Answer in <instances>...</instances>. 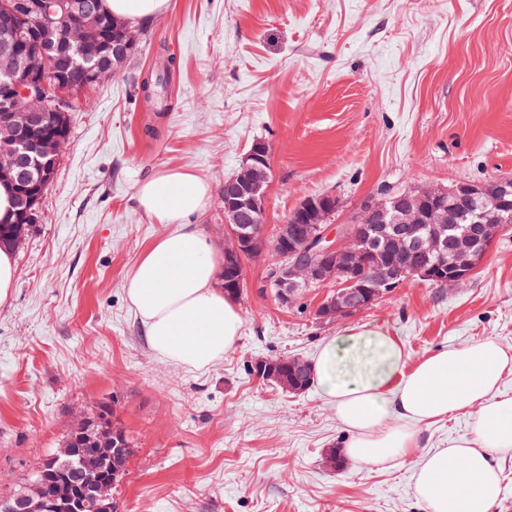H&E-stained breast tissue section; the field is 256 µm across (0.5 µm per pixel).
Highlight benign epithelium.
Here are the masks:
<instances>
[{
	"instance_id": "obj_1",
	"label": "benign epithelium",
	"mask_w": 512,
	"mask_h": 512,
	"mask_svg": "<svg viewBox=\"0 0 512 512\" xmlns=\"http://www.w3.org/2000/svg\"><path fill=\"white\" fill-rule=\"evenodd\" d=\"M0 183L20 199L12 223L33 221L45 187L53 180L56 162L68 144L61 130L75 92L117 74L101 64L82 69L78 82L62 75L64 59L54 52L74 44L101 41L105 15L89 0H30L19 6L0 0ZM42 129L35 138L33 131ZM270 162L257 142L239 170L224 181V212L237 217L225 226L238 243L226 256L268 251L273 244L287 250L288 260L269 277L280 288L336 281L341 288L322 304V319H334L356 302L370 305L404 280L433 279L441 287H457L485 259L499 238L503 213L512 205V181L499 182L486 195L481 184L459 182L448 187L423 186L397 194L369 196L350 227L331 235L325 221L336 200L326 196L302 200L273 235L242 220L264 217ZM465 194L479 200L477 221L448 235L455 199ZM126 449L112 447L98 421H91L80 441L63 440L44 462L34 494L19 493L0 501V512H112L110 483L122 474L116 462ZM80 470L87 480L76 486L69 475Z\"/></svg>"
}]
</instances>
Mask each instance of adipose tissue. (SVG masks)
I'll list each match as a JSON object with an SVG mask.
<instances>
[{"label":"adipose tissue","instance_id":"obj_1","mask_svg":"<svg viewBox=\"0 0 512 512\" xmlns=\"http://www.w3.org/2000/svg\"><path fill=\"white\" fill-rule=\"evenodd\" d=\"M211 186L191 172L167 169L137 190L141 211L170 232L135 264L129 308L161 360L202 371L223 359L242 333L236 303L218 283L221 261L191 224ZM321 397L350 434L345 453L362 465H390L415 451L417 428L451 413L473 416L472 436L422 454L413 491L427 512H492L502 492L499 461L512 454V398L500 394L512 352L484 338L408 364L402 345L383 332L328 340L312 365ZM401 426H390V418Z\"/></svg>","mask_w":512,"mask_h":512}]
</instances>
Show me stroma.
<instances>
[{
	"mask_svg": "<svg viewBox=\"0 0 512 512\" xmlns=\"http://www.w3.org/2000/svg\"><path fill=\"white\" fill-rule=\"evenodd\" d=\"M134 25L135 55L80 94L39 221L15 253L0 306V497L107 406L133 445L112 492L118 512H425L417 456L352 462L316 388L282 392L251 366L314 360L350 329L398 338L412 363L486 337L512 348V226L463 286L412 278L330 323L315 311L336 283L284 308L266 286L269 256L244 258L243 335L195 372L154 355L126 301L131 269L169 230L136 192L168 168L206 180L195 222L220 249L224 181L258 139L270 230L308 196H336L337 226L369 196L512 177V0H167ZM166 52L176 65L156 112L141 83ZM471 436V416L454 413L417 441L432 451ZM333 451L336 470L323 463Z\"/></svg>",
	"mask_w": 512,
	"mask_h": 512,
	"instance_id": "1",
	"label": "stroma"
}]
</instances>
